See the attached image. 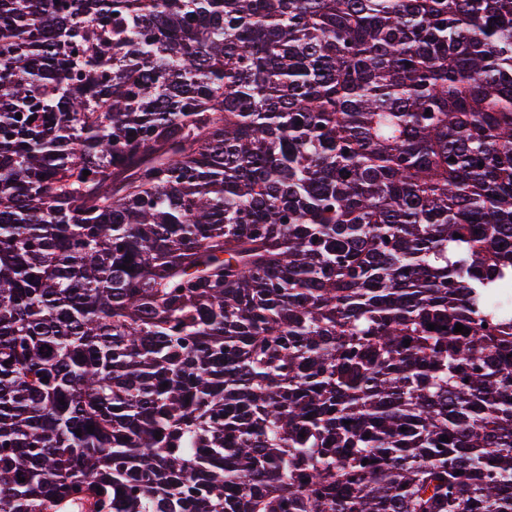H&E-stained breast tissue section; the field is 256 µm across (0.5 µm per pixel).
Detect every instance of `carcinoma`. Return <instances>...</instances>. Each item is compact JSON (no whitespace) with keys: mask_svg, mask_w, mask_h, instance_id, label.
Instances as JSON below:
<instances>
[{"mask_svg":"<svg viewBox=\"0 0 512 512\" xmlns=\"http://www.w3.org/2000/svg\"><path fill=\"white\" fill-rule=\"evenodd\" d=\"M510 286L512 0H0V512H512Z\"/></svg>","mask_w":512,"mask_h":512,"instance_id":"carcinoma-1","label":"carcinoma"}]
</instances>
